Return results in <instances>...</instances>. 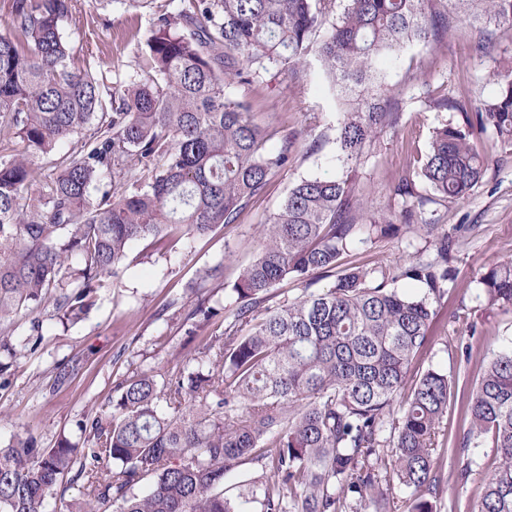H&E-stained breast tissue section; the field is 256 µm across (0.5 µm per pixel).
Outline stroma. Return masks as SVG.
Instances as JSON below:
<instances>
[{
	"instance_id": "1",
	"label": "stroma",
	"mask_w": 512,
	"mask_h": 512,
	"mask_svg": "<svg viewBox=\"0 0 512 512\" xmlns=\"http://www.w3.org/2000/svg\"><path fill=\"white\" fill-rule=\"evenodd\" d=\"M81 14L62 25L76 49L74 63L83 66L82 43L112 64L113 74H126L135 63L131 31L147 26L159 9L177 11L180 0H146L126 9L116 0H82ZM512 59V34L504 33L488 49L476 52L462 31L449 32L435 53L412 45L386 72L387 96L400 102L402 120L354 165L355 195L365 217L401 223L396 186L429 147L432 128L452 120L449 112L430 109L423 88L472 99L496 94L492 79L498 61ZM227 98L244 105L253 120L270 133L268 152L287 150V168L275 171L265 190L251 199L237 224L186 239L168 237L155 251L137 243L129 251L120 279L103 275L96 284L95 304L80 321L63 319L53 305L38 317L43 337L34 350H22L16 367L0 376V442L14 434L34 437L41 448L60 437L78 440L83 421L112 410L115 385L141 371L164 374L185 357L197 355L212 335L224 331L222 309L232 284L253 259L262 224L280 209L300 179L333 176L343 171L336 143L341 105L316 64L270 68L251 81L229 83ZM489 162L479 183L464 200H436L424 183L415 191L422 217L458 228L459 246L452 266L456 286L442 301L433 325L438 341L426 364L455 374L460 384L478 378L493 352L512 342V312L488 308L482 275L496 263L512 260V146L493 133L478 135ZM405 236L356 246L346 264L392 265L408 253ZM206 296L217 314L210 322L192 317L197 296ZM77 369L59 379L61 366ZM496 450L484 440L467 456L449 454L442 470V512H469L480 493L478 471L494 463ZM472 459L474 476L460 481L457 471Z\"/></svg>"
}]
</instances>
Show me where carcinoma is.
<instances>
[{
    "mask_svg": "<svg viewBox=\"0 0 512 512\" xmlns=\"http://www.w3.org/2000/svg\"><path fill=\"white\" fill-rule=\"evenodd\" d=\"M78 0H3L0 16V354L14 317L48 302L72 320L94 305V283L119 277L131 246L177 229L191 238L238 223L251 198L288 165L265 150V128L224 97V85L268 64L314 55L344 109L336 141L355 163L401 122L386 105L385 66L404 49L439 48L458 22L475 50L512 30V0H182L135 30L136 64L77 67L62 23ZM495 96L466 103L424 90L462 122L433 129L416 177L443 201L470 195L488 163L475 133L512 144V65ZM84 134L42 181V161ZM414 177V178H416ZM414 178L396 192L406 224H360L349 176L303 178L263 225L257 254L224 293V333L163 381L151 372L115 387L112 414L79 426L82 444L38 448L16 434L0 446V512H385L395 488L407 512H441L446 448L440 423L459 379L421 359L437 304L453 280L456 239L445 224H412ZM420 238L394 266L342 259L400 231ZM333 278L311 289L313 275ZM288 278L299 295L271 302ZM408 281L416 293L398 289ZM487 306L512 309V261L481 277ZM465 452L489 436L495 466L470 512H512V348L488 361L465 403ZM254 468L229 494L226 477Z\"/></svg>",
    "mask_w": 512,
    "mask_h": 512,
    "instance_id": "carcinoma-1",
    "label": "carcinoma"
}]
</instances>
